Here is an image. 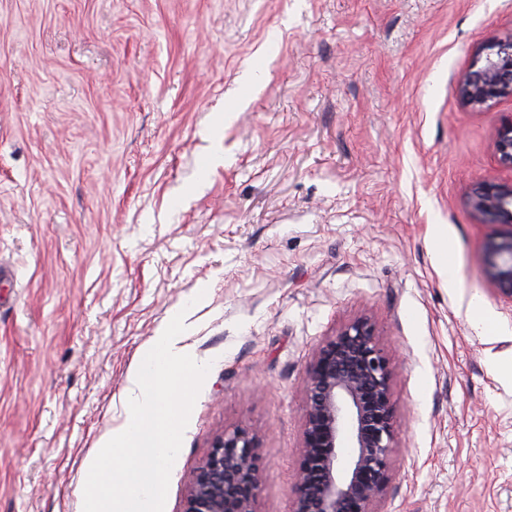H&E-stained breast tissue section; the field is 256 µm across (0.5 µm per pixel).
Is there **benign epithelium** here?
<instances>
[{
	"label": "benign epithelium",
	"instance_id": "obj_1",
	"mask_svg": "<svg viewBox=\"0 0 512 512\" xmlns=\"http://www.w3.org/2000/svg\"><path fill=\"white\" fill-rule=\"evenodd\" d=\"M461 101L480 109L512 97V35L482 46L459 84ZM499 161L512 166V120L499 129ZM471 209L512 228V183L480 182ZM497 293L512 302V231L486 248ZM306 421L293 512H374L387 481L395 435L390 360L375 322L359 316L317 350L304 383ZM262 473L255 435L224 432L189 478L185 512H255Z\"/></svg>",
	"mask_w": 512,
	"mask_h": 512
}]
</instances>
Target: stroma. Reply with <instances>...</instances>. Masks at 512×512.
<instances>
[{
	"mask_svg": "<svg viewBox=\"0 0 512 512\" xmlns=\"http://www.w3.org/2000/svg\"><path fill=\"white\" fill-rule=\"evenodd\" d=\"M510 34L512 0H0V512H83L180 310L210 370L164 512L238 426L256 512H292L307 370L361 315L397 425L376 512H512V302L485 262L512 229L468 206L512 183L493 148L512 98L458 93ZM460 302L462 305H466L473 326L480 335L493 338L504 334V331L497 325L493 314L486 308L483 302L474 297L466 300L464 295L460 296Z\"/></svg>",
	"mask_w": 512,
	"mask_h": 512,
	"instance_id": "obj_1",
	"label": "stroma"
}]
</instances>
